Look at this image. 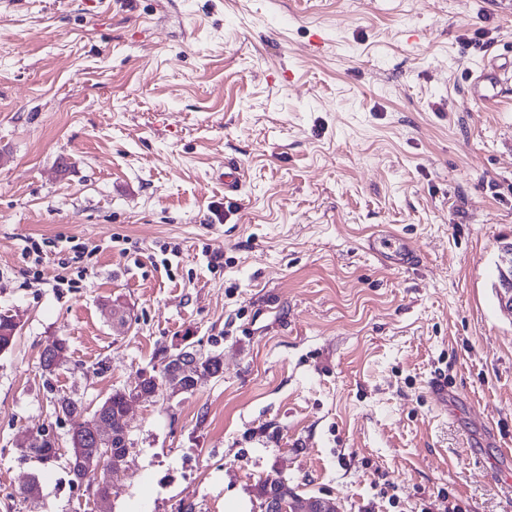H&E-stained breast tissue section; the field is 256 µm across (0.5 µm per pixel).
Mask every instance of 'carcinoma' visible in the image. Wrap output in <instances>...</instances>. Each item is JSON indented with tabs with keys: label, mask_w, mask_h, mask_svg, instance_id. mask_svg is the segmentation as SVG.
Instances as JSON below:
<instances>
[{
	"label": "carcinoma",
	"mask_w": 512,
	"mask_h": 512,
	"mask_svg": "<svg viewBox=\"0 0 512 512\" xmlns=\"http://www.w3.org/2000/svg\"><path fill=\"white\" fill-rule=\"evenodd\" d=\"M18 329L19 324L15 323L12 316L0 314V352L8 350L13 345ZM65 350V343L61 340L44 350L41 356L42 369L48 373L54 372L60 366ZM182 357L189 359V363L194 365V369L213 377L222 372L223 361L219 354L198 356L189 351L181 355L172 353L164 357V367L161 373L142 371L134 387L114 390L109 397V415L114 419L122 415L127 398L133 395L146 397L158 393L162 388L168 368ZM59 401L60 410L64 417L80 419V422L76 423L72 429L70 441L73 443V447L69 449V454L66 458V469L71 476V482L78 486L84 484L88 488H94V495L103 501L109 496V479L112 476V472L125 469L131 447L129 435L121 425L113 429L111 451L105 456V465L100 474L90 475L85 466V460L95 451L94 440L90 430L92 418L87 415V409L81 402L67 396L59 397ZM38 435L42 439L41 446L38 448H28L26 452L34 455V457L44 463L57 459L58 449L55 448L54 440L42 431L38 432ZM259 494L264 501L271 497L283 496L285 494L290 498L298 497L294 488L290 486L285 489L282 488L276 478L266 479L261 482Z\"/></svg>",
	"instance_id": "carcinoma-1"
}]
</instances>
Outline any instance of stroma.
I'll return each instance as SVG.
<instances>
[{"mask_svg":"<svg viewBox=\"0 0 512 512\" xmlns=\"http://www.w3.org/2000/svg\"><path fill=\"white\" fill-rule=\"evenodd\" d=\"M502 2L0 0V512H99L24 435L68 451L54 399L95 408L188 344L223 371L131 406L111 512H261L279 477L339 512H512V99L470 93L512 56ZM381 226L416 268L366 252ZM30 238L58 243L36 277Z\"/></svg>","mask_w":512,"mask_h":512,"instance_id":"stroma-1","label":"stroma"}]
</instances>
